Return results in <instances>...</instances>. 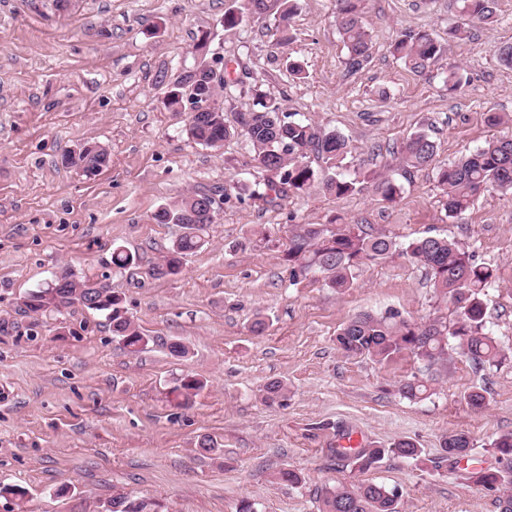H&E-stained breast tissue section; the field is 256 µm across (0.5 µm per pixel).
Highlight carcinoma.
Here are the masks:
<instances>
[{
  "instance_id": "1",
  "label": "carcinoma",
  "mask_w": 512,
  "mask_h": 512,
  "mask_svg": "<svg viewBox=\"0 0 512 512\" xmlns=\"http://www.w3.org/2000/svg\"><path fill=\"white\" fill-rule=\"evenodd\" d=\"M336 24L348 49L349 69L359 68L369 57L371 36L361 0H336ZM462 16L471 22L491 23L497 17L496 0H457ZM256 11L244 2L224 12V30L233 31L250 18L268 22L266 29L272 35L284 37L288 22L296 9L293 0H256ZM443 45L426 31H410L391 44L392 55L407 69L421 73L443 54ZM189 76L181 74L171 84L166 104L171 109L184 102L185 84ZM217 78L209 71L202 75L196 92L197 104L208 101L212 94L211 82ZM222 88L231 85L219 78ZM260 109L241 112L237 126L224 121V110L192 112L190 132L199 144L215 148L232 136H242L257 155L258 167L266 173L261 196L275 201L291 194L318 186L336 197L360 190L362 181L372 182L383 199L394 202L401 197L402 188L388 176L350 173L347 161L351 149L346 139L334 131H322L310 123L294 120L284 112L273 98L259 102ZM320 157L324 166L315 168L309 153ZM436 146L424 133L411 135L401 150V163L409 169H422L433 164ZM110 161L107 152L92 154L85 160V176ZM438 186L445 197L448 216L464 212L481 193L489 190L512 191V134L487 141L469 154L437 169ZM187 197L165 206L154 214L158 224H177L182 229L173 242L164 263L153 269L157 276L177 275L181 272L184 256L206 244L207 228L212 221L198 217L190 209ZM407 257L422 265L430 277L432 287L442 298L455 305L452 321L434 318L427 324L412 322L395 310L379 315L360 314L345 323L336 333V344L347 356L369 358L376 362H389L402 354H410L424 365L425 372L433 373L448 362L450 346L460 350L481 369L499 366L509 357L487 327L484 297L487 289L498 280L496 269L479 264L474 256L455 241L439 236H426L408 243H399L385 235L373 234L363 226L338 225L330 228L321 224H298L289 237L283 260L290 267L292 279L321 275L328 286L351 288L358 273L368 263H378L394 254ZM136 264V257L126 250H112V265L126 269ZM24 305L33 313L60 312L72 306L101 313L112 324V334L131 353H138L150 342L127 315L123 298L102 282L78 278L69 268H63L45 286L30 290ZM204 387L194 376H184L174 387L187 404ZM262 400L269 404L286 405L288 387L279 379L270 380L260 389ZM399 393L416 401L430 396L427 382L416 375L403 381ZM473 443L469 435L457 432L443 441L445 459L457 468L460 459L469 456ZM336 459L345 461L359 473L380 466L389 455L420 460L422 450L410 440L401 439L385 448L360 444L353 448L341 445L329 449ZM464 479L498 495L500 512H512V466L480 467L467 472ZM400 493L377 483H343L326 487L320 495L319 512H400ZM105 512H151L150 504L129 496L113 498Z\"/></svg>"
}]
</instances>
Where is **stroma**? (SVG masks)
Listing matches in <instances>:
<instances>
[{
    "mask_svg": "<svg viewBox=\"0 0 512 512\" xmlns=\"http://www.w3.org/2000/svg\"><path fill=\"white\" fill-rule=\"evenodd\" d=\"M233 3L69 0L59 9L54 0H0V483L27 491L20 501L0 497V512H102L118 495L154 512H238L245 503L319 512L322 487L361 481L398 489L401 512H499L494 493L449 469L442 443L468 433L472 455L495 465L492 440L512 433V360L478 371L451 353L430 397L403 398L398 386L420 361L349 358L335 337L363 313L453 318L425 269L396 254L337 290L319 276L292 280L282 255L297 224H361L402 243L452 239L497 270L487 326L512 348V195L481 194L451 218L436 183L437 167L512 131V68L497 56L512 43V0H497L496 22L481 25L455 0H363L372 50L354 72L336 0H298L282 43L258 22L225 31ZM456 27L461 35L449 37ZM418 30L445 52L415 74L390 46ZM201 59L239 82L221 98L228 125L252 109L255 91L271 94L296 119L341 133L354 166L395 179L400 199L384 201L370 185L340 198L314 187L275 204L225 198L234 182L262 181L255 152L238 136L219 150L198 144L188 113L164 105L168 84ZM452 68L464 75L454 91ZM492 112L499 126H489ZM419 131L437 145L435 164L407 173L400 149ZM92 143L111 153L99 175L62 163ZM195 193L215 200L208 245L184 257L179 275L152 276L180 234L154 213ZM117 246L137 264L113 268ZM64 267L121 295L151 338L147 349L129 353L104 316L80 307L27 311L24 295ZM258 313L268 323L260 336L251 331ZM174 341L190 355L172 356ZM187 375L205 387L182 406L172 389ZM273 379L288 386L286 406L259 396ZM476 389L486 395L480 408L468 402ZM338 428L378 446L412 440L422 459L390 456L351 471L328 454ZM205 435L222 455L201 451ZM283 468L302 472L303 483L277 482Z\"/></svg>",
    "mask_w": 512,
    "mask_h": 512,
    "instance_id": "35a3bbf8",
    "label": "stroma"
}]
</instances>
